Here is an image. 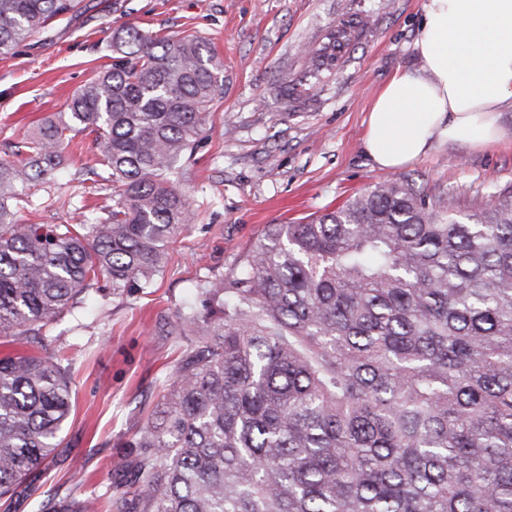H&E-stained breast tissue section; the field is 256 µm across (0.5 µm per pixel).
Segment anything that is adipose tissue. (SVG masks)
Here are the masks:
<instances>
[{
    "label": "adipose tissue",
    "instance_id": "adipose-tissue-1",
    "mask_svg": "<svg viewBox=\"0 0 512 512\" xmlns=\"http://www.w3.org/2000/svg\"><path fill=\"white\" fill-rule=\"evenodd\" d=\"M418 69L395 74L371 107L365 145L395 170L435 141L489 146L512 100V0H427L414 44Z\"/></svg>",
    "mask_w": 512,
    "mask_h": 512
}]
</instances>
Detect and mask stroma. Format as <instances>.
<instances>
[{
    "label": "stroma",
    "mask_w": 512,
    "mask_h": 512,
    "mask_svg": "<svg viewBox=\"0 0 512 512\" xmlns=\"http://www.w3.org/2000/svg\"><path fill=\"white\" fill-rule=\"evenodd\" d=\"M426 0H82L73 19L0 56V160L63 106L99 68L111 65L114 29L193 34L224 64V96L180 187L194 212L171 244L150 288L116 293L109 278L85 304L51 321L43 339L0 337V357L62 354L70 363L74 411L41 492L13 497L0 512H38L44 494L96 498L114 512L112 488L130 478L131 443L164 394L189 336L169 325L197 283L229 275L268 225L290 224L341 206L397 175L421 192L447 194L472 214L512 189V105L499 112L506 137L470 148L438 142L400 171L374 165L366 119L388 80L418 67L414 42ZM362 20L349 46L318 78L304 79L310 55L348 18ZM297 77L285 89L282 75ZM58 174L31 189L22 224H80L112 201V188L75 182L93 167L91 134L75 135Z\"/></svg>",
    "instance_id": "stroma-1"
}]
</instances>
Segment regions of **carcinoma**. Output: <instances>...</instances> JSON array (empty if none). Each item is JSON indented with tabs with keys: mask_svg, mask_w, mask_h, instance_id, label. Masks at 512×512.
I'll list each match as a JSON object with an SVG mask.
<instances>
[{
	"mask_svg": "<svg viewBox=\"0 0 512 512\" xmlns=\"http://www.w3.org/2000/svg\"><path fill=\"white\" fill-rule=\"evenodd\" d=\"M81 0H0V54ZM330 32L307 78L336 59ZM112 66L0 161V336H38L99 277L149 287L191 218L179 162L204 138L224 65L193 34L112 32ZM99 150L112 206L92 224H21L71 133ZM174 334L196 338L132 447L115 512H512V201L467 220L391 179L273 224L230 276L197 285ZM71 371L0 358V498L62 443ZM41 512H96L49 497Z\"/></svg>",
	"mask_w": 512,
	"mask_h": 512,
	"instance_id": "cac0c4a2",
	"label": "carcinoma"
}]
</instances>
